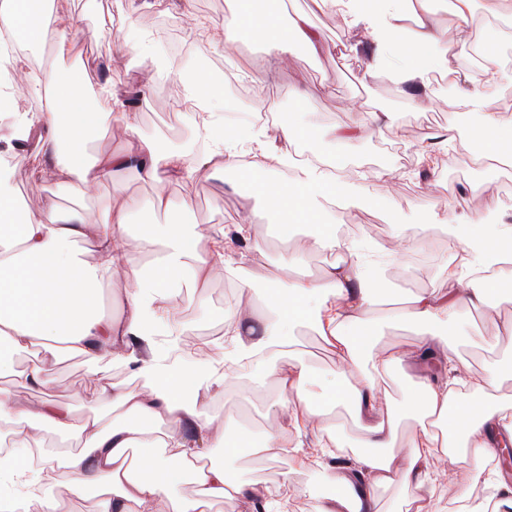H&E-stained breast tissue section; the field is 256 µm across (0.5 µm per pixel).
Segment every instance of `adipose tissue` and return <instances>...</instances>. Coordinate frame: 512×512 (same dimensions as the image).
Returning <instances> with one entry per match:
<instances>
[{
	"instance_id": "adipose-tissue-1",
	"label": "adipose tissue",
	"mask_w": 512,
	"mask_h": 512,
	"mask_svg": "<svg viewBox=\"0 0 512 512\" xmlns=\"http://www.w3.org/2000/svg\"><path fill=\"white\" fill-rule=\"evenodd\" d=\"M318 3L369 25L378 53L368 71H387L398 87L430 93V77L437 73L454 88L456 101L478 110L502 74L487 45L481 49L483 65L477 73L458 68L436 0H370L362 10L354 8L353 0ZM72 28V17L34 5L33 0H0V32L21 34L27 46L48 43L53 56L79 59ZM249 28L255 29L266 53L276 58L302 48L314 54L321 49L320 34L307 15L285 21L274 7L225 14L218 41L235 43ZM80 79L81 72L73 65H45L35 89L50 95L49 107L19 113L11 103L0 101V112H11L14 123L41 128L39 149L29 163L59 184L98 186L133 170L156 184L151 209L168 211L173 202L166 194L167 177L242 168L286 239L293 237L296 225L315 223L319 211L356 206L372 195L367 188L330 175L321 164L291 167L292 146L306 135L294 120L274 123L253 136L255 149L246 166L223 124L206 121L211 147L197 158L141 136L134 113L117 100L88 106L76 91ZM108 120L136 138L133 149L104 155L89 152L94 130ZM472 137L483 146L478 162L512 159L506 150L512 144L511 117L486 114ZM274 167L293 168L294 175L269 183L265 174ZM9 180V172L1 170L0 374H11L14 381L0 386V441L9 446L0 455V481H46V492L34 501L35 512H60L63 489L78 502H92V512H212L240 501L249 502L252 512H283L282 502L262 493L260 480L232 477L223 460L206 453V446L215 443L223 445L225 458H237L254 445L271 463L286 454L301 468L321 467L331 490L318 498L316 512H381L380 492L391 486L403 492L408 512H418L429 493L435 464L445 455L464 464L468 483L483 482L493 488L498 503L512 504V484L501 474L485 471L497 449L512 443V401L498 394L505 372L499 367L472 372L462 382L446 376L457 358L451 329L474 310L493 315L491 302L505 296L511 275L502 270L468 276L449 270L451 289H422L404 298L394 313L400 322L429 328V335L412 346L394 344L381 350L377 308L384 298L378 266L400 261L402 254L393 247L378 248L371 259L339 238L333 225L315 224L305 250L335 254V261L311 277L301 273L299 257L289 255L288 276L259 290L255 284L262 281V272L241 270L225 255L224 230L214 232L204 250L183 225L145 224L128 248L119 251L114 242L129 226V204L106 200L90 214L65 211L50 202L42 210L19 215ZM448 235L478 265L512 263V252L503 248L512 242L511 224L471 219L449 225ZM141 250L153 257L145 277L130 264L131 254ZM123 267L129 270V280L119 288L121 313L112 316L90 308L86 295L115 287ZM220 272L236 277L242 298L225 316L230 345L222 367L172 369V355L182 351L183 337L192 333L172 304L174 285L186 278L202 288ZM301 321L313 324L338 362L316 403L307 396L306 361L288 353L293 328ZM32 347L48 359L84 357L96 373L109 364H123L143 385L95 384L91 395L103 402L105 412L74 422L70 408L53 399L31 405L20 398L21 390L53 381L41 366L12 368L11 353ZM409 361L422 373L411 382L400 406L385 379ZM245 362L266 368L279 391L269 411L282 422L265 429L256 443L204 411L212 392L223 388ZM461 383L468 396L459 393ZM339 405L347 417L342 424L330 419ZM454 410L475 414L460 438L458 454L450 451L448 442ZM302 429L312 432L318 446L340 447L349 441L355 451L350 459L338 462L314 460L288 445L289 431ZM50 433L59 436L62 448L45 456L44 468L33 470L25 451L45 447ZM185 483L193 485V492L177 493V486Z\"/></svg>"
}]
</instances>
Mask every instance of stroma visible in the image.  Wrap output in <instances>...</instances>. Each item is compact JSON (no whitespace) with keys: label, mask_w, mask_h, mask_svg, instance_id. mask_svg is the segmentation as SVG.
Listing matches in <instances>:
<instances>
[{"label":"stroma","mask_w":512,"mask_h":512,"mask_svg":"<svg viewBox=\"0 0 512 512\" xmlns=\"http://www.w3.org/2000/svg\"><path fill=\"white\" fill-rule=\"evenodd\" d=\"M56 6L77 19L74 36L82 50L85 87L93 90L107 82L119 98L137 92L135 113L139 128L163 146H176L198 155L201 128L188 116L184 83L201 70L220 80L225 67H232L241 84L256 87L258 101H265L280 112L297 110L300 122L315 133L351 124L356 115L365 111L384 113L387 132L366 136L352 151L345 152L326 143L318 145L311 139L299 140L293 149L305 153L311 147H320L324 159L334 161L335 172L367 188H378V205L336 206L323 214V221L335 225L340 236L357 231L366 242L377 246L388 244L394 230L410 237L417 229H424L423 246L407 251L398 266L381 270V286L390 292L410 295L434 285L447 286L448 269L457 266L461 256L448 240L452 216L512 224V170L477 164L474 157L479 146L469 137L485 112L512 117V40L496 45L504 66L503 75L486 98L485 112L480 113L463 107L448 110L438 106L441 93L437 90L432 93V101H414L412 93L401 91L387 73L368 75L366 67L375 53L369 31L361 25H348L334 11L318 9L314 0H291L289 9L313 12V20L325 40V50L316 56L302 50L280 60L266 56L260 41L249 32L241 35L229 54L213 41H198V27L222 28L229 0H57ZM162 15L169 18L187 47L177 56L176 68L147 69L120 44L135 33L146 44L162 46L164 36L158 24ZM482 15L481 0H474V20L465 35L452 45L460 69L466 72L475 71L480 62L477 50L491 33L490 28L481 24ZM349 43L359 44L360 53L345 54L343 47ZM259 71L265 74L260 83L254 80ZM299 86L307 90L306 100L300 106L294 101V90ZM450 127L456 129V139L448 145L436 146L435 170L424 169L427 135ZM40 134V128H33L28 146L18 148L8 143L0 149L14 161V193L26 209L39 210L50 199L64 208L78 209L92 206L99 198L122 202L144 200L154 193V183L134 172L124 175L119 184L107 183L91 191L77 184L64 188L55 181L33 177L28 159L39 147ZM381 170L392 171V178L376 180L375 174ZM167 191L173 199L191 200V210L177 208L166 214L142 211L136 224L130 226V234H138L143 224L175 222L205 242L214 228L228 229L245 221L253 233L267 239L268 246L259 254L244 241L232 242L229 249L233 258L242 267L259 269L272 277L281 275L282 245L277 239L278 232L268 221L263 200L252 195L244 173H227L220 178L203 174L180 178L168 183ZM238 302L236 282L225 277L212 279L201 296L189 285H182L178 307L193 323L199 338L209 345L201 358L211 361L221 357L224 312ZM496 320L480 314L472 318L487 340L483 350L464 344L456 347L472 370H480L486 360L501 364L512 361L511 354L491 341L497 333ZM198 359L176 356L171 364L178 369L193 367ZM48 368L54 377L48 393L71 404L78 420L98 410L97 404L84 398L85 390L94 380L132 387L140 384L128 367L118 363L97 376L78 357H61L49 362ZM260 377L257 370L236 374L225 384L222 395L211 401L209 412L226 418L233 427H245L255 437L263 429L276 426V418L267 412L276 389L261 382ZM230 468L243 478L254 474L265 477L267 495L286 501L288 512H315L318 495L327 489L321 469H297L289 458L277 462L278 473L273 477L249 457L231 462ZM436 470V489L422 512H466L457 472L442 460L437 462Z\"/></svg>","instance_id":"35a3bbf8"}]
</instances>
